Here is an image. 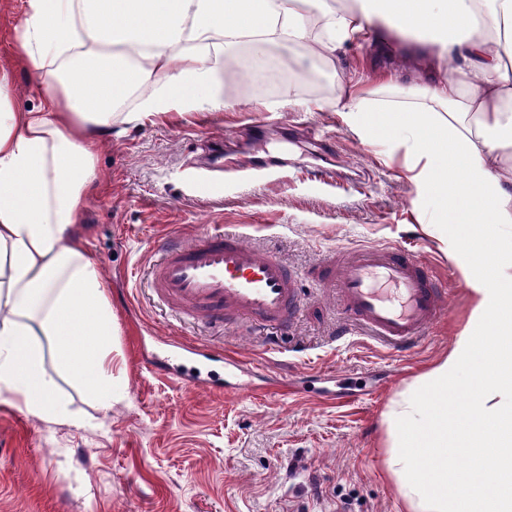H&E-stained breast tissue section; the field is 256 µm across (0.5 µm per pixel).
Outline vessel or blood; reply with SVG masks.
I'll use <instances>...</instances> for the list:
<instances>
[{
  "label": "vessel or blood",
  "instance_id": "b4317fda",
  "mask_svg": "<svg viewBox=\"0 0 512 512\" xmlns=\"http://www.w3.org/2000/svg\"><path fill=\"white\" fill-rule=\"evenodd\" d=\"M156 250L150 287L182 316L283 329L300 308L296 273L277 254L251 247L240 232L174 234ZM322 276L339 288L354 321L399 352L410 349L443 311L435 277L408 248H362Z\"/></svg>",
  "mask_w": 512,
  "mask_h": 512
}]
</instances>
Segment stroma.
Returning a JSON list of instances; mask_svg holds the SVG:
<instances>
[{"label":"stroma","instance_id":"obj_1","mask_svg":"<svg viewBox=\"0 0 512 512\" xmlns=\"http://www.w3.org/2000/svg\"><path fill=\"white\" fill-rule=\"evenodd\" d=\"M20 0H0V65L20 107L41 101L13 48ZM221 72V112H171L140 126L115 114L101 143L99 178L81 222L107 281L112 407L99 408L51 356L76 423H51L0 401V512H405L388 471L387 416L420 374L448 355L468 326L475 268L454 250L456 224H425L428 208L404 168V150L366 145L335 110L338 77L371 75L402 60L352 44L338 53L329 90L258 86L247 48ZM318 98L313 112L280 107L285 91ZM252 99L268 110L250 109ZM223 226L298 274L301 309L271 351L262 332L183 319L152 295V244ZM419 250L446 309L408 352L396 354L353 325L318 273L360 247ZM207 346L200 382L153 374L167 344ZM247 372L239 389L224 357Z\"/></svg>","mask_w":512,"mask_h":512}]
</instances>
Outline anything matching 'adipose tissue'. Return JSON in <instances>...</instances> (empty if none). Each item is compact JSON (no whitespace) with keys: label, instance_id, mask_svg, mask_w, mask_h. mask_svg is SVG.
<instances>
[{"label":"adipose tissue","instance_id":"1","mask_svg":"<svg viewBox=\"0 0 512 512\" xmlns=\"http://www.w3.org/2000/svg\"><path fill=\"white\" fill-rule=\"evenodd\" d=\"M306 0H20L14 49L45 87L16 111L0 70V393L46 421L71 412L44 368L41 339L100 407L112 404V308L78 223L97 177L114 107L127 120L219 111L228 51L288 47L298 62L336 66V51L373 33L413 62L414 78L379 72L341 81L336 111L364 142L397 144L428 223L512 224V0H351L310 21ZM469 327L418 376L389 415L387 467L406 512H512V347L491 373L474 366L477 336L512 334V277L473 279ZM470 370L476 407L452 409ZM493 443L468 479L451 483L449 448L469 429Z\"/></svg>","mask_w":512,"mask_h":512}]
</instances>
